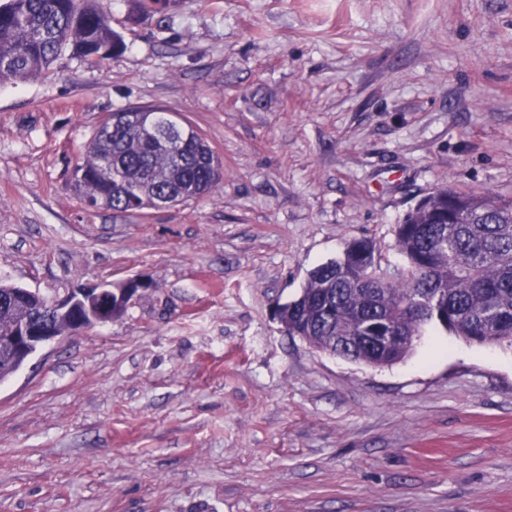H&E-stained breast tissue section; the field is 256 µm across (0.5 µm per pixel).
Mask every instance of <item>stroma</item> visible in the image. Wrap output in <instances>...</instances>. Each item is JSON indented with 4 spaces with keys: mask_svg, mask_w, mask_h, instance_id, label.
<instances>
[{
    "mask_svg": "<svg viewBox=\"0 0 512 512\" xmlns=\"http://www.w3.org/2000/svg\"><path fill=\"white\" fill-rule=\"evenodd\" d=\"M124 47L0 83V280L147 281L0 383V512H512V349L427 327L334 357L276 306L440 187L512 196V0H102ZM188 121L224 183L164 210L70 187L100 120Z\"/></svg>",
    "mask_w": 512,
    "mask_h": 512,
    "instance_id": "35a3bbf8",
    "label": "stroma"
}]
</instances>
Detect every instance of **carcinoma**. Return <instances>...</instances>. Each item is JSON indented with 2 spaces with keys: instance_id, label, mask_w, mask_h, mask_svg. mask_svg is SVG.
Returning a JSON list of instances; mask_svg holds the SVG:
<instances>
[{
  "instance_id": "carcinoma-1",
  "label": "carcinoma",
  "mask_w": 512,
  "mask_h": 512,
  "mask_svg": "<svg viewBox=\"0 0 512 512\" xmlns=\"http://www.w3.org/2000/svg\"><path fill=\"white\" fill-rule=\"evenodd\" d=\"M123 47L100 0H5L0 3V82L47 73L65 53L96 64ZM134 121L106 119L88 142L74 185L89 208L162 209L195 200L224 182V165L189 123L188 138L168 147L146 131L177 121L150 107H129ZM404 259L392 273L367 239L313 268L300 294L277 306L288 335L332 356L379 366L403 360L425 327L469 343L512 348V197L438 188L396 225ZM0 281V336L41 311ZM399 336L386 348L372 336Z\"/></svg>"
}]
</instances>
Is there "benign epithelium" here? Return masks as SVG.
Masks as SVG:
<instances>
[{
    "label": "benign epithelium",
    "mask_w": 512,
    "mask_h": 512,
    "mask_svg": "<svg viewBox=\"0 0 512 512\" xmlns=\"http://www.w3.org/2000/svg\"><path fill=\"white\" fill-rule=\"evenodd\" d=\"M83 303L91 308L90 324L112 321V285L72 292L63 299L50 301L46 316L35 323H21L12 335L3 339L4 346L9 348L4 364L13 370L17 369L46 343L75 334L74 330L61 325V319Z\"/></svg>",
    "instance_id": "7a95c632"
}]
</instances>
